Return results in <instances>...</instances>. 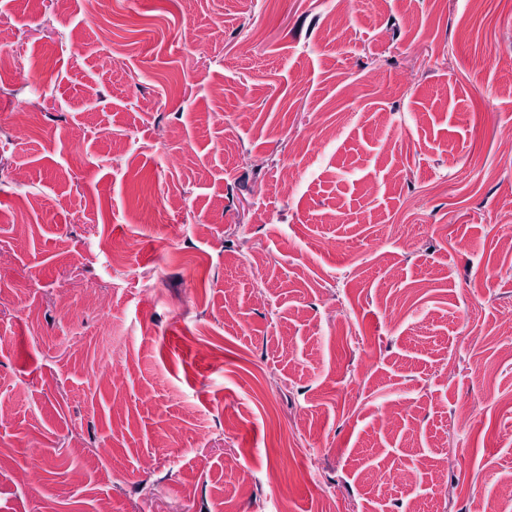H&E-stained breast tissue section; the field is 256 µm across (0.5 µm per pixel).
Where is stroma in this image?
<instances>
[{
	"label": "stroma",
	"instance_id": "obj_1",
	"mask_svg": "<svg viewBox=\"0 0 512 512\" xmlns=\"http://www.w3.org/2000/svg\"><path fill=\"white\" fill-rule=\"evenodd\" d=\"M340 16L0 0V512L512 499V0Z\"/></svg>",
	"mask_w": 512,
	"mask_h": 512
}]
</instances>
